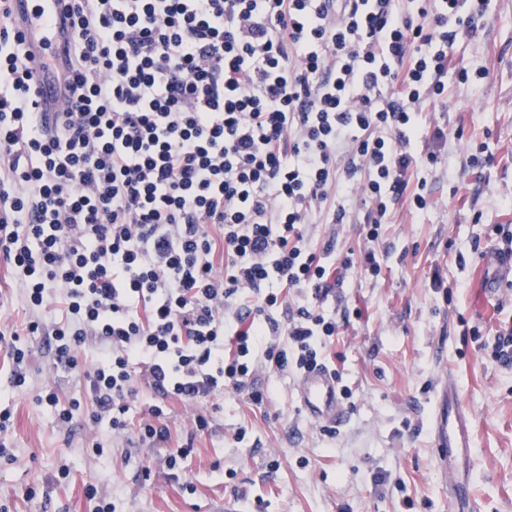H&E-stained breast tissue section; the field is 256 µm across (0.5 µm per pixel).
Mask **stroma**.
<instances>
[{
    "label": "stroma",
    "mask_w": 512,
    "mask_h": 512,
    "mask_svg": "<svg viewBox=\"0 0 512 512\" xmlns=\"http://www.w3.org/2000/svg\"><path fill=\"white\" fill-rule=\"evenodd\" d=\"M473 32L453 48L467 82L449 76L447 108H426L422 125L446 127L441 161L427 170L430 205L417 213L395 207L380 240L368 243L356 224L358 185L337 197L345 223L315 214L304 233L314 246L335 241L336 258H351L344 285L326 310L353 311L322 351L342 385L344 422L321 426L298 402L299 375L260 370L261 404L225 390L203 407L173 402L168 442H139L92 423L95 405L85 379L55 370L43 337L32 347L28 392L0 393L13 424L5 435L14 460L0 464V512H91L93 483L115 512H214L224 500L242 512H448V487L433 448L440 383L456 379L473 417L472 482L477 512H512V366L493 362L474 332L493 342L512 322V292L489 304L479 289L483 250L498 246L497 225L512 226V0H488ZM492 164L470 166L480 145ZM374 250L378 276L359 261ZM56 308L29 311L23 288L0 263V324L51 325ZM55 380L61 402L80 398L86 417L64 435L53 415L33 401ZM210 420L194 451L171 473L166 459L196 411ZM103 454H96L93 443ZM68 478H61L62 468ZM193 482L194 493L183 485Z\"/></svg>",
    "instance_id": "stroma-1"
}]
</instances>
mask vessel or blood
I'll return each instance as SVG.
<instances>
[{
    "label": "vessel or blood",
    "mask_w": 512,
    "mask_h": 512,
    "mask_svg": "<svg viewBox=\"0 0 512 512\" xmlns=\"http://www.w3.org/2000/svg\"><path fill=\"white\" fill-rule=\"evenodd\" d=\"M12 5L18 18V33L34 57L43 62L64 38L61 0H12ZM36 83L42 111H56L61 97L54 91V73L42 66L36 73ZM480 265L488 270L480 284L483 294L493 300L503 299L507 288L512 287V252L490 248ZM298 399L304 414L315 423L336 426L345 419L336 379L327 367L319 366L304 373ZM434 427L438 460L452 475L448 488L449 512H476L472 479L466 469L474 436L456 382H448L440 393Z\"/></svg>",
    "instance_id": "obj_1"
}]
</instances>
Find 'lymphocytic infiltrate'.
Here are the masks:
<instances>
[{"instance_id":"obj_1","label":"lymphocytic infiltrate","mask_w":512,"mask_h":512,"mask_svg":"<svg viewBox=\"0 0 512 512\" xmlns=\"http://www.w3.org/2000/svg\"><path fill=\"white\" fill-rule=\"evenodd\" d=\"M463 0H70L60 112L38 111L33 56L0 0V261L51 330L5 329V388L27 390L30 337L86 377L93 423L168 441L167 404L254 391L261 365L307 372L335 336L333 244L302 226L360 186L374 241L398 205H428L417 170L448 135L418 114L448 103ZM428 134L434 151L415 156ZM308 305L276 316L289 293ZM138 388V396L137 399H135V402L131 404L130 411H129V418L132 423L131 429L135 430L137 425L140 422V419L142 418L144 411L146 409V406L148 404H151L155 401V396L153 394V391L151 388L145 384L139 382L137 384Z\"/></svg>"}]
</instances>
